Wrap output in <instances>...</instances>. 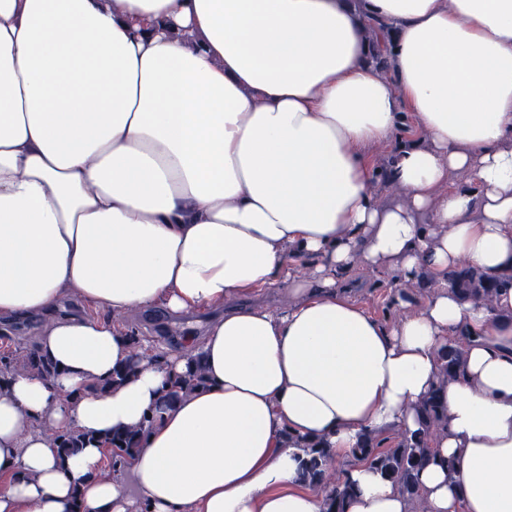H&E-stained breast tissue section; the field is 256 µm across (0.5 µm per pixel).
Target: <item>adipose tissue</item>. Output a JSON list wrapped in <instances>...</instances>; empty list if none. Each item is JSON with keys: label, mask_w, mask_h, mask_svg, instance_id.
Segmentation results:
<instances>
[{"label": "adipose tissue", "mask_w": 512, "mask_h": 512, "mask_svg": "<svg viewBox=\"0 0 512 512\" xmlns=\"http://www.w3.org/2000/svg\"><path fill=\"white\" fill-rule=\"evenodd\" d=\"M394 81L368 65L370 20ZM398 145L381 203L364 154ZM466 172L473 189L448 187ZM430 225H423V216ZM315 257L302 269L286 248ZM437 283L384 326L339 293L354 265ZM512 268V0H0V318L55 308L52 378L0 383V512H324L300 479L325 439L357 488L346 512H407L351 451L367 431H415L439 392L448 428L419 483L429 512H512V290L464 301L449 269ZM290 281L281 313L225 311L183 352L141 361L97 317L179 314ZM465 378L437 382L452 337ZM201 358L206 385L166 403ZM156 421L131 481L99 474L96 442L60 461L43 433L104 436ZM454 460L449 478L445 460ZM93 312L94 309L90 306H87L77 292L68 290L61 297L52 316L54 318H59L62 316L70 315H90L93 314Z\"/></svg>", "instance_id": "obj_1"}]
</instances>
